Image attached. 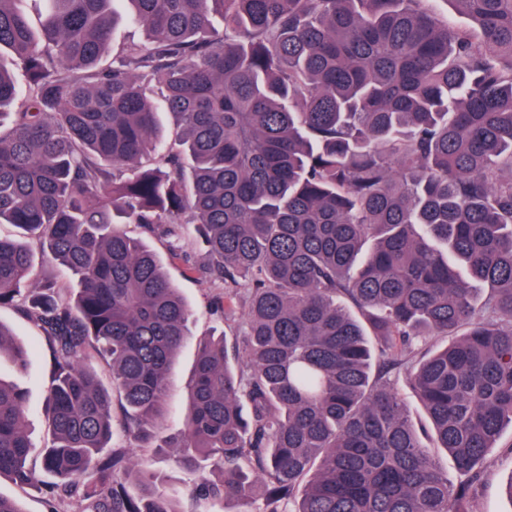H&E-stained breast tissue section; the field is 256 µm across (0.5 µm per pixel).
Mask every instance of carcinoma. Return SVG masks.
I'll use <instances>...</instances> for the list:
<instances>
[{
    "mask_svg": "<svg viewBox=\"0 0 512 512\" xmlns=\"http://www.w3.org/2000/svg\"><path fill=\"white\" fill-rule=\"evenodd\" d=\"M21 2L0 0V224L19 230L0 237V307L54 350L50 494L79 512H472L512 426V0H453L469 30L430 0H127L146 39L114 49L117 0H42L36 23ZM157 96L181 129L169 146ZM123 224L174 254L197 235L212 311L246 316L232 344L200 339L166 437L192 312ZM30 240L57 273L34 279ZM4 357L27 350L0 324ZM117 431L220 479L182 509L143 462L103 455ZM32 448L26 396L0 376V478L33 484Z\"/></svg>",
    "mask_w": 512,
    "mask_h": 512,
    "instance_id": "obj_1",
    "label": "carcinoma"
}]
</instances>
